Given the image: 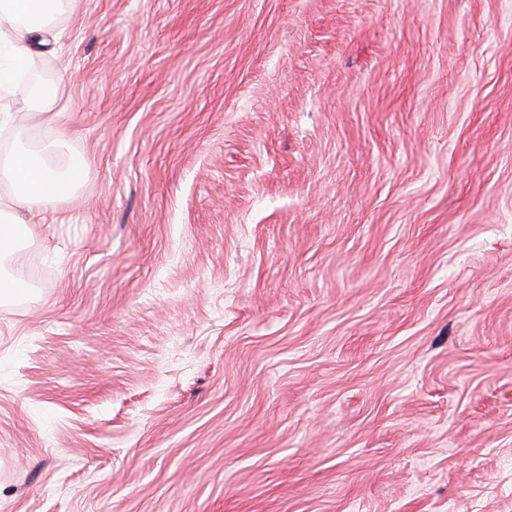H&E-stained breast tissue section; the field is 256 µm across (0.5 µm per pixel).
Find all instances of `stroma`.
<instances>
[{"mask_svg": "<svg viewBox=\"0 0 512 512\" xmlns=\"http://www.w3.org/2000/svg\"><path fill=\"white\" fill-rule=\"evenodd\" d=\"M0 93L66 201L0 273V512H512V0H66Z\"/></svg>", "mask_w": 512, "mask_h": 512, "instance_id": "1", "label": "stroma"}]
</instances>
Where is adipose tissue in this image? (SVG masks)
Returning <instances> with one entry per match:
<instances>
[{"mask_svg":"<svg viewBox=\"0 0 512 512\" xmlns=\"http://www.w3.org/2000/svg\"><path fill=\"white\" fill-rule=\"evenodd\" d=\"M62 7V0H0L1 90L13 83L26 63L30 46L40 42L46 26ZM64 147L59 138L48 141L39 152L20 147L11 161L0 167V179L10 183L18 205L64 201L81 181L83 159L72 157L60 164L49 163V156L61 154Z\"/></svg>","mask_w":512,"mask_h":512,"instance_id":"obj_1","label":"adipose tissue"}]
</instances>
